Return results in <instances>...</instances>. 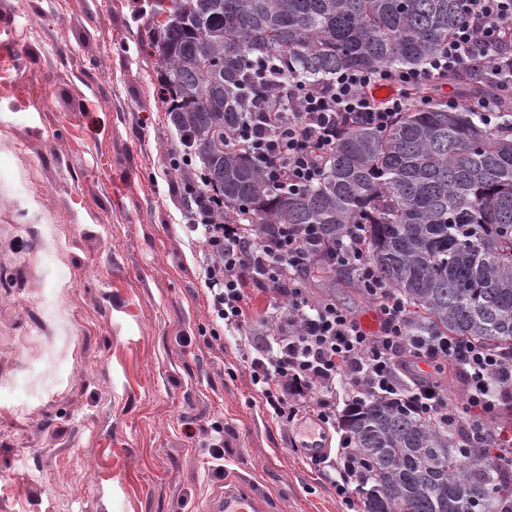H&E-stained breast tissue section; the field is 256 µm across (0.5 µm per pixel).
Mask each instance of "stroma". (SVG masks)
Masks as SVG:
<instances>
[{
    "mask_svg": "<svg viewBox=\"0 0 512 512\" xmlns=\"http://www.w3.org/2000/svg\"><path fill=\"white\" fill-rule=\"evenodd\" d=\"M156 2L0 0V512H208L233 485L266 512H344L252 382L274 299L246 285L244 324L211 335L183 145L142 48ZM303 286L376 315L333 275ZM404 362L463 409L461 370Z\"/></svg>",
    "mask_w": 512,
    "mask_h": 512,
    "instance_id": "35a3bbf8",
    "label": "stroma"
}]
</instances>
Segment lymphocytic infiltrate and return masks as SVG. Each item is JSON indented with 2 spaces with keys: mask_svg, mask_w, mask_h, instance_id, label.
I'll return each mask as SVG.
<instances>
[{
  "mask_svg": "<svg viewBox=\"0 0 512 512\" xmlns=\"http://www.w3.org/2000/svg\"><path fill=\"white\" fill-rule=\"evenodd\" d=\"M470 19L448 40L445 52L432 56L424 68L395 72L340 73L328 86L302 87L293 112L269 108L251 113L239 145L256 150L257 160L274 184L295 188L318 180L323 161L335 144L342 118L358 116L384 129L410 106L415 88L435 83L462 69L478 52L499 45L512 0H468ZM391 84L395 91L377 100L374 87ZM201 251L208 256L205 284L213 321L241 325L246 304L244 287L254 284L283 306L269 333L253 347L252 378L274 415L291 421L303 414L322 423L336 421V385L344 383L346 408L363 403L365 394L393 395L403 353L431 365L460 367L469 388L464 410L449 409L444 396L429 389L414 402L439 419L466 418L476 440L489 432L495 409L491 386L512 389V357L455 337L414 336L411 312L388 288L369 251L364 225H347L342 237L325 238L316 225L280 224L256 236L250 224H200ZM306 267L349 269L372 297L380 328L371 334L329 299L310 300L296 272ZM325 474L348 512H353L360 468L348 449L327 461Z\"/></svg>",
  "mask_w": 512,
  "mask_h": 512,
  "instance_id": "lymphocytic-infiltrate-1",
  "label": "lymphocytic infiltrate"
}]
</instances>
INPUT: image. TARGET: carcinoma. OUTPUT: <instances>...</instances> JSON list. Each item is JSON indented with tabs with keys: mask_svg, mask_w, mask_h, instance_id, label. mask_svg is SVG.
Returning <instances> with one entry per match:
<instances>
[{
	"mask_svg": "<svg viewBox=\"0 0 512 512\" xmlns=\"http://www.w3.org/2000/svg\"><path fill=\"white\" fill-rule=\"evenodd\" d=\"M149 36L162 101L224 206L218 224H316L341 236L366 225L383 280L413 311L417 336H457L512 356V121L484 124L475 105L435 89L379 130L347 117L322 178L277 189L234 143L264 104L293 110L302 85L345 70L419 67L468 19L467 0H170ZM448 80L475 98L512 100V68L481 56ZM400 393L341 419L355 450L362 512H512V469L486 453L469 465L462 423L422 413Z\"/></svg>",
	"mask_w": 512,
	"mask_h": 512,
	"instance_id": "obj_1",
	"label": "carcinoma"
}]
</instances>
